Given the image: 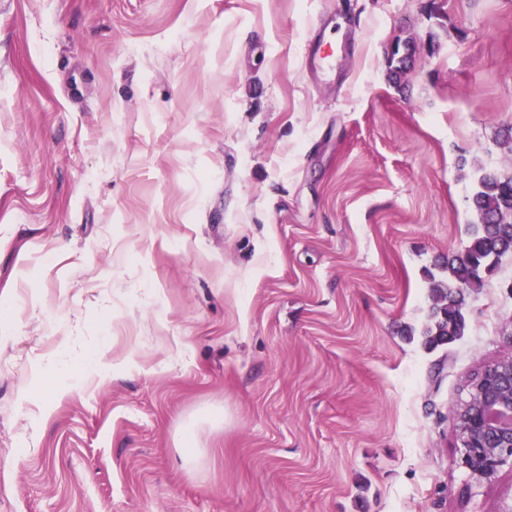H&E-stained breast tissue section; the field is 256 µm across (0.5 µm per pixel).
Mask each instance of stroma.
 I'll return each instance as SVG.
<instances>
[{
	"mask_svg": "<svg viewBox=\"0 0 512 512\" xmlns=\"http://www.w3.org/2000/svg\"><path fill=\"white\" fill-rule=\"evenodd\" d=\"M508 126L512 0H0V512H512V253L420 336ZM463 448L459 465L479 483L510 462L512 466V357L485 364L454 411Z\"/></svg>",
	"mask_w": 512,
	"mask_h": 512,
	"instance_id": "obj_1",
	"label": "stroma"
}]
</instances>
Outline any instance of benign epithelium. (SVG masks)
I'll use <instances>...</instances> for the list:
<instances>
[{
	"mask_svg": "<svg viewBox=\"0 0 512 512\" xmlns=\"http://www.w3.org/2000/svg\"><path fill=\"white\" fill-rule=\"evenodd\" d=\"M459 465L479 483L512 463V357L485 364L454 411Z\"/></svg>",
	"mask_w": 512,
	"mask_h": 512,
	"instance_id": "7a95c632",
	"label": "benign epithelium"
}]
</instances>
